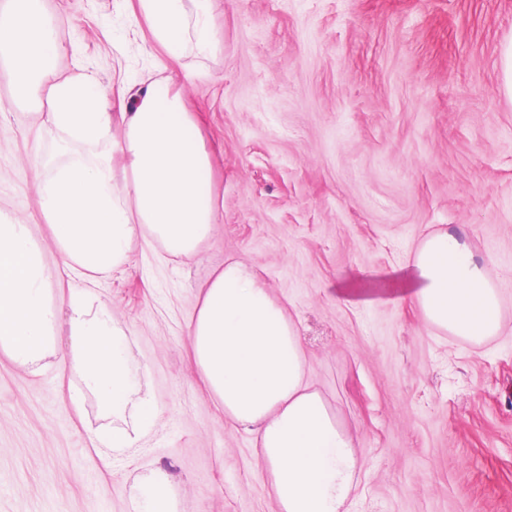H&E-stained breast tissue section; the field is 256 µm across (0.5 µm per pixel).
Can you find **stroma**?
Segmentation results:
<instances>
[{
    "mask_svg": "<svg viewBox=\"0 0 512 512\" xmlns=\"http://www.w3.org/2000/svg\"><path fill=\"white\" fill-rule=\"evenodd\" d=\"M40 5L60 77H91L111 103L154 72L185 87L224 214L192 261L152 239L107 278L65 276L36 178L62 162L60 136L0 58V219L43 247L57 344L70 343L61 297L87 288L162 413L102 464L99 399L75 414L58 356L31 370L0 354V512H133L150 464L171 474L176 512H275L254 434L225 424L191 359L199 289L231 258L286 308L307 380L355 436L346 512H512V0H211L217 50L178 59L137 0ZM445 226L495 273L503 328L480 342L397 298Z\"/></svg>",
    "mask_w": 512,
    "mask_h": 512,
    "instance_id": "35a3bbf8",
    "label": "stroma"
}]
</instances>
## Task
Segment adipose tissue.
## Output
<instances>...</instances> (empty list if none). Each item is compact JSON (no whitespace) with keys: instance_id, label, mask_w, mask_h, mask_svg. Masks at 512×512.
<instances>
[{"instance_id":"1","label":"adipose tissue","mask_w":512,"mask_h":512,"mask_svg":"<svg viewBox=\"0 0 512 512\" xmlns=\"http://www.w3.org/2000/svg\"><path fill=\"white\" fill-rule=\"evenodd\" d=\"M154 39L174 58L211 52L217 38L205 0H139ZM59 51L37 0L0 14V56L20 97L42 96L64 142L86 145L42 176V215L62 269L85 280L107 277L143 235L194 258L224 208L212 187L214 157L183 90L150 84L122 90L111 112L87 76L52 72ZM434 328L472 341L496 335L501 308L491 266L465 238L442 228L422 239L404 295ZM71 343L58 351V311L39 242L27 225L0 221V353L23 367L59 354L119 426L95 433L94 451L121 454L157 426L161 412L119 340L111 307L67 298ZM196 372L228 424L255 435L256 455L277 512H342L354 490L355 438L328 400L306 381L305 355L284 306L246 262L233 259L200 290L190 326Z\"/></svg>"}]
</instances>
